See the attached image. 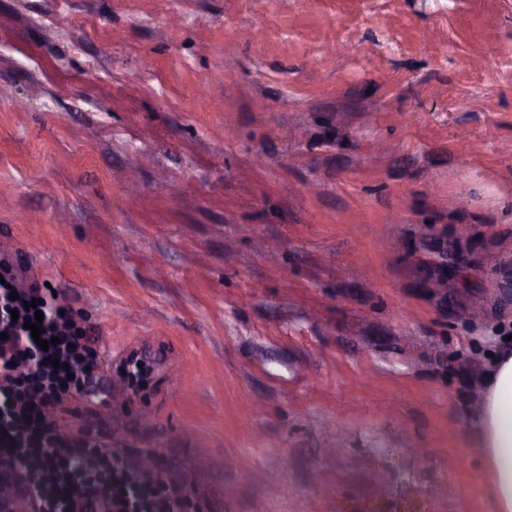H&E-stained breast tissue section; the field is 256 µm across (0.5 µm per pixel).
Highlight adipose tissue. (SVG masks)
<instances>
[{"mask_svg":"<svg viewBox=\"0 0 512 512\" xmlns=\"http://www.w3.org/2000/svg\"><path fill=\"white\" fill-rule=\"evenodd\" d=\"M491 512H512V349L496 358L475 417Z\"/></svg>","mask_w":512,"mask_h":512,"instance_id":"obj_1","label":"adipose tissue"}]
</instances>
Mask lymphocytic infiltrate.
<instances>
[{"mask_svg":"<svg viewBox=\"0 0 512 512\" xmlns=\"http://www.w3.org/2000/svg\"><path fill=\"white\" fill-rule=\"evenodd\" d=\"M40 320L41 337L25 324ZM49 349H41V341ZM100 359L56 297L0 255V462L16 465L44 512H188L181 478L140 468L120 449L75 437L67 402L93 385Z\"/></svg>","mask_w":512,"mask_h":512,"instance_id":"lymphocytic-infiltrate-1","label":"lymphocytic infiltrate"}]
</instances>
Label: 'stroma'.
I'll return each mask as SVG.
<instances>
[{
    "instance_id": "35a3bbf8",
    "label": "stroma",
    "mask_w": 512,
    "mask_h": 512,
    "mask_svg": "<svg viewBox=\"0 0 512 512\" xmlns=\"http://www.w3.org/2000/svg\"><path fill=\"white\" fill-rule=\"evenodd\" d=\"M507 56L512 0H0V253L100 352L81 435L202 512H488Z\"/></svg>"
}]
</instances>
